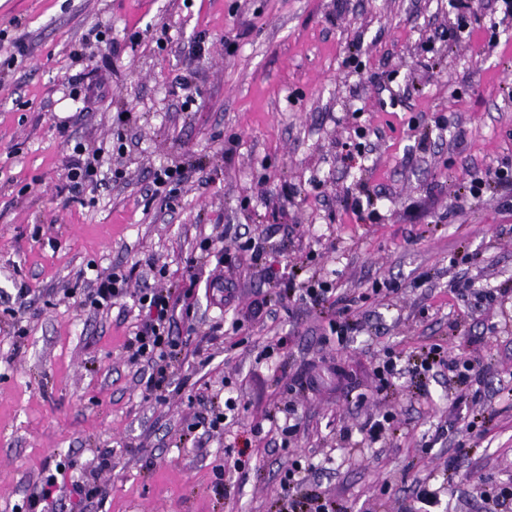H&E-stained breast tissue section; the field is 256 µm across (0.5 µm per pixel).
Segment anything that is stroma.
<instances>
[{
	"label": "stroma",
	"instance_id": "stroma-1",
	"mask_svg": "<svg viewBox=\"0 0 512 512\" xmlns=\"http://www.w3.org/2000/svg\"><path fill=\"white\" fill-rule=\"evenodd\" d=\"M336 3L0 0V34L28 49L0 76V512H22L59 462L65 479L104 488L86 512H289L280 481L298 457L312 466L299 495L346 512H418L420 480L439 488L436 512H491L477 485L512 483V303L475 299L512 290V208L494 193L452 194L459 179L512 161V19L500 0H475L464 19L455 0ZM98 22L111 41L74 59ZM353 51L355 69L344 64ZM186 74L195 112L173 105ZM73 84L98 86L97 100L71 99ZM120 131L139 140L121 160L124 180L72 200L75 141ZM345 142L364 146L349 166ZM166 163L193 172L165 203L149 189ZM286 185L295 194L283 196ZM362 190L375 220L344 203ZM250 237L255 263L239 249ZM151 262L165 279L148 275ZM298 262L300 280L266 275ZM89 268L127 274L129 296L104 311L68 297ZM312 276L347 293L379 279L398 290L370 300L362 330L340 344L295 295ZM171 283L194 286L195 315L159 402L125 344L141 325L135 293ZM22 288L26 303L9 314ZM262 301L275 317L254 318ZM281 337L287 345L263 358ZM435 345L480 358L488 435L467 430L475 407L455 408L447 373L405 371L380 387L387 354L408 360ZM230 397L238 408L219 434L192 439L194 415ZM288 407L299 432L286 439L269 419ZM388 411L394 430L370 441L363 426ZM249 438V462L235 469ZM459 452L473 482L451 487Z\"/></svg>",
	"mask_w": 512,
	"mask_h": 512
}]
</instances>
